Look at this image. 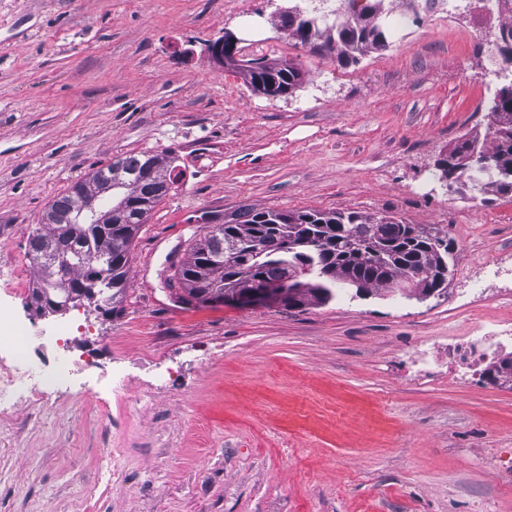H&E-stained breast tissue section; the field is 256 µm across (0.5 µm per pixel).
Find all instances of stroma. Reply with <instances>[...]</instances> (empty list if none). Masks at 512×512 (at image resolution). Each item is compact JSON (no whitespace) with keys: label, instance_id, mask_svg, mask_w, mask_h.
I'll use <instances>...</instances> for the list:
<instances>
[{"label":"stroma","instance_id":"1","mask_svg":"<svg viewBox=\"0 0 512 512\" xmlns=\"http://www.w3.org/2000/svg\"><path fill=\"white\" fill-rule=\"evenodd\" d=\"M293 5L0 0V289L16 319L46 337L62 322L32 309L28 253L57 196L143 151L179 172L132 242L123 302L109 317L80 308L93 334L69 355L96 368L0 422V512H512V381L489 362L449 378L447 352L475 316L512 321V294L469 302L457 282L512 252V194L461 178L416 192L462 137L484 138L498 28L392 29L347 63L290 34ZM226 31L238 64L218 68L205 48ZM251 60L303 83L258 94ZM250 209L447 233V286L300 308L179 303L168 280L188 241Z\"/></svg>","mask_w":512,"mask_h":512}]
</instances>
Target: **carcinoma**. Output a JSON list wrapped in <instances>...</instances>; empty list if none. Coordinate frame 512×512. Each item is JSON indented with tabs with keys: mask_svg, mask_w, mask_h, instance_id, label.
Returning <instances> with one entry per match:
<instances>
[{
	"mask_svg": "<svg viewBox=\"0 0 512 512\" xmlns=\"http://www.w3.org/2000/svg\"><path fill=\"white\" fill-rule=\"evenodd\" d=\"M384 0H366L360 10L334 26L324 46L343 52L362 51L383 45L385 33L378 23ZM319 17L288 12V26L307 39L318 29ZM495 43L498 56L512 62V25L499 29ZM278 85L293 91L301 84V73L293 68L274 69ZM488 126L491 146L476 138L461 140L448 158L438 159L439 179L452 181L468 170L463 159L476 155L488 168L474 171L489 175L487 190L512 192V82L493 99ZM173 167L162 164L149 152L130 154L94 170L49 206L47 224L30 237V258L37 268L32 297L49 291L94 288L106 301V312L115 310L125 292L129 247L147 216L170 192ZM262 237L263 253L245 262L229 264L224 244L234 239ZM65 260L59 272L42 261L48 250ZM452 254L448 236L424 233L393 217L374 219L355 212L326 214L318 211L285 213L251 210L234 224H215L192 240L178 264L169 286L179 288L182 302L205 303L202 293L234 292L242 285L279 286L294 272L306 285L300 300L326 304L338 291L384 289L409 297L421 291L446 288L448 258Z\"/></svg>",
	"mask_w": 512,
	"mask_h": 512,
	"instance_id": "carcinoma-1",
	"label": "carcinoma"
}]
</instances>
